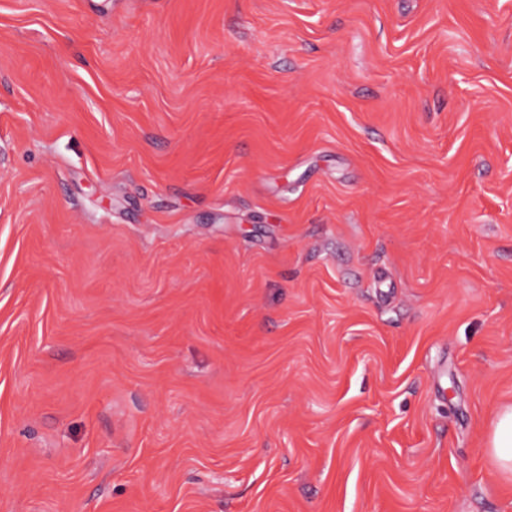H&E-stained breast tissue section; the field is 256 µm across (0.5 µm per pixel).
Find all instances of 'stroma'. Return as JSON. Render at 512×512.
<instances>
[{
	"label": "stroma",
	"mask_w": 512,
	"mask_h": 512,
	"mask_svg": "<svg viewBox=\"0 0 512 512\" xmlns=\"http://www.w3.org/2000/svg\"><path fill=\"white\" fill-rule=\"evenodd\" d=\"M512 0H0V512H512ZM490 455L496 466L512 473V408L503 410L494 423L490 441Z\"/></svg>",
	"instance_id": "1"
}]
</instances>
